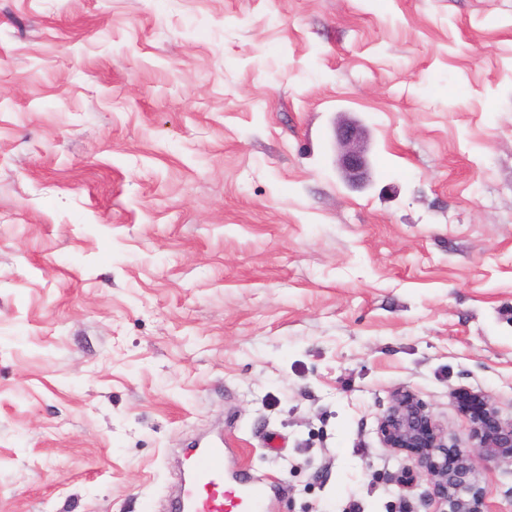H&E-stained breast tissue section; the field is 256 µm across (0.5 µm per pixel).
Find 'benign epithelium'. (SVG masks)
Segmentation results:
<instances>
[{"label": "benign epithelium", "instance_id": "7a95c632", "mask_svg": "<svg viewBox=\"0 0 512 512\" xmlns=\"http://www.w3.org/2000/svg\"><path fill=\"white\" fill-rule=\"evenodd\" d=\"M337 165L343 179L352 186L367 184L372 178L364 127L353 119H339L335 125ZM489 418L497 422L494 435L484 424L471 418V446L448 444L445 434L433 423L427 406L411 391L397 392L378 420L381 444L395 452H407L420 444L424 452L408 465L405 480L421 477L430 491L434 512H485L482 494L471 482L475 461L512 460V421L502 424L488 400L481 399Z\"/></svg>", "mask_w": 512, "mask_h": 512}]
</instances>
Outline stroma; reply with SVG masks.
<instances>
[{
  "instance_id": "stroma-1",
  "label": "stroma",
  "mask_w": 512,
  "mask_h": 512,
  "mask_svg": "<svg viewBox=\"0 0 512 512\" xmlns=\"http://www.w3.org/2000/svg\"><path fill=\"white\" fill-rule=\"evenodd\" d=\"M403 388L512 421V0H0V512H141L218 439L270 512H433ZM337 165L343 179L352 186L367 184L372 178L364 127L353 119H339L335 125Z\"/></svg>"
}]
</instances>
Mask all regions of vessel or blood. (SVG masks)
Segmentation results:
<instances>
[{"label": "vessel or blood", "instance_id": "vessel-or-blood-1", "mask_svg": "<svg viewBox=\"0 0 512 512\" xmlns=\"http://www.w3.org/2000/svg\"><path fill=\"white\" fill-rule=\"evenodd\" d=\"M188 474L171 512H267L271 483L243 465H228L226 450L216 443L195 448Z\"/></svg>", "mask_w": 512, "mask_h": 512}]
</instances>
